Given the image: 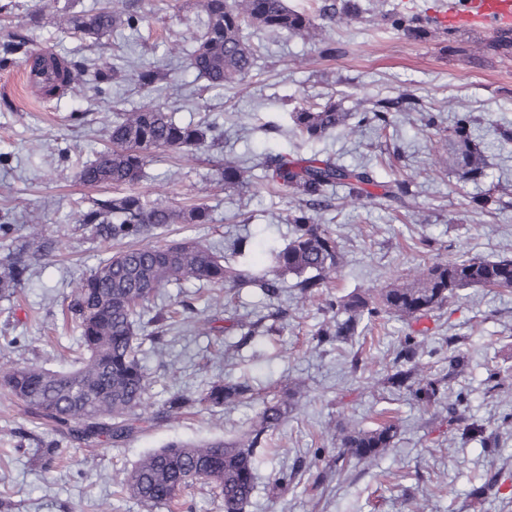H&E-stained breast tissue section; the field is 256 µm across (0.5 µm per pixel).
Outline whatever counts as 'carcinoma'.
I'll return each mask as SVG.
<instances>
[{"instance_id":"obj_1","label":"carcinoma","mask_w":512,"mask_h":512,"mask_svg":"<svg viewBox=\"0 0 512 512\" xmlns=\"http://www.w3.org/2000/svg\"><path fill=\"white\" fill-rule=\"evenodd\" d=\"M137 0H105L95 10H57L56 25L85 39L100 41L120 28H134ZM205 22L201 35L187 54V67L211 88H224L243 81L253 70L257 50L248 30L291 33L313 38L317 26L302 11L288 6L287 0H201ZM357 0H330L322 6V16L357 17ZM432 20L418 13L393 10L386 24L405 36L420 39ZM489 47L512 51V31H498ZM52 68L57 82L44 86L52 96L62 90L74 91L88 81V69L52 54L36 57L33 68ZM409 96L384 98L371 110L344 112L329 97L313 107H300L289 113L296 132L308 139H321L351 119L356 125L377 123L385 130L394 112L416 109ZM479 124L466 113L448 129L449 164L459 177L476 183L485 176L487 161L471 127ZM214 124L175 121L158 105H147L134 112L118 114L112 123L110 147L96 152L91 160L77 165L76 178L92 187H130L144 175L147 158L153 151L190 153L216 138ZM257 166L265 180L280 194L298 201L288 215L294 232L288 244L269 250L270 265L259 271L236 270L224 265V255L210 244L183 238L160 240L139 246L141 239L154 236L169 224H206L209 208L196 204L185 210L152 205L135 192L107 196L93 201L78 215V223L90 228L102 243H124L126 247L104 258L81 278L64 311L80 330L84 355L66 372L41 364L19 365L0 362V387L17 397L36 418L53 424L55 430L75 441L106 438L114 442L129 438L138 430L136 410L143 405L148 389L146 371L139 358L140 317L144 305L162 288L184 282L222 285L251 284L269 297H277L284 276H296L295 287L302 293L326 287L330 275L342 261L338 242L329 228L318 222V212L331 207L338 187L355 198L399 200L408 193L405 180L380 182L365 167L345 166L331 158H288L268 152ZM54 251V242L41 232L8 247L0 256V298L11 299L22 287L32 264ZM470 288L512 291V256L494 260L460 257L435 261L410 281L376 293L353 291L328 303L334 314L316 332L317 341L326 337L346 340L359 335L386 315L404 320L425 317ZM416 357V341L409 332L399 352L401 368L389 377L392 384L412 391L418 400H439L440 381L411 383L406 365ZM254 396L246 382L217 379L200 394L175 393L154 415L168 423L180 419L195 407L210 409L234 406ZM288 399L273 393L262 399V410L255 423L234 439L216 438L201 442L172 441L144 454L126 473L124 489L151 508L174 512L183 491L205 480L216 484L224 496V512H243L254 490L257 454L268 447L273 433L285 422ZM448 425H457L472 438H482L483 425L462 417L458 404L448 405ZM399 423L387 416L375 427L346 434L336 460L369 459L392 447Z\"/></svg>"}]
</instances>
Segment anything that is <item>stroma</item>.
<instances>
[{
  "label": "stroma",
  "mask_w": 512,
  "mask_h": 512,
  "mask_svg": "<svg viewBox=\"0 0 512 512\" xmlns=\"http://www.w3.org/2000/svg\"><path fill=\"white\" fill-rule=\"evenodd\" d=\"M67 1L79 10L101 3L0 0V43L15 32L28 38L25 53L0 62V222L13 224L19 236L40 227L57 242L16 297L0 300V359L58 368L74 357L78 332L63 326L61 303L108 255L77 216L93 199L113 193L82 185L74 162L92 159L107 145L118 113L158 104L182 123H218L221 141L185 156L153 154L133 190L176 209L206 203L209 223L172 225L173 237L224 247L248 237L245 255L234 259L246 269L266 265L270 245L285 244L293 234L287 216L294 200L278 195L257 167L265 152L363 164L377 180H409L411 194L395 203L357 200L338 190L320 221L335 231L343 263L314 296H302L292 275L274 300L246 285L162 288L149 310L176 317L164 345L142 344L150 381L141 409L147 422L125 441L59 439L51 423L0 389V512H151L121 490L125 470L170 441L228 438L256 419L261 405L251 401L226 410L195 408L172 425L153 421L173 392L198 393L220 377L250 379L259 393L300 390L258 458L245 512H512V292L465 290L411 326L393 317L345 343L320 345L313 338L328 317L330 298L402 282L438 259L512 254V144L494 135L497 127L512 129V54L490 50L486 29L457 30L463 52L452 55L440 31L413 41L382 19L396 7L435 10L441 0H361L360 17L322 24V41L339 48L335 56L321 54V41L261 32L256 39L263 50L250 77L209 89L184 56L204 18L200 0H139L145 16L139 29H120L99 42L57 28L53 15ZM36 11L42 16L37 24L31 20ZM42 49L117 68L118 76L44 97L23 80L30 53ZM145 68L163 75L149 93L136 81ZM402 94L418 99L422 112L394 113L381 134L364 126L308 141L285 130L289 112L312 102L331 97L353 112ZM426 110L440 113L439 126L425 125ZM467 112L481 117L489 145L487 176L477 184L460 183L444 152L449 127ZM229 162L252 166L250 180L224 184L218 169ZM483 194L490 200L480 209L472 199ZM277 307L287 315L275 332L239 346L231 320L247 324ZM412 329L419 333L418 373L444 380L446 402L425 407L385 382ZM459 350L469 363L452 377L448 358ZM458 395L464 416L497 437V451L449 430L447 402ZM383 411L400 424L394 447L373 459L337 464L343 432L374 427ZM54 439L57 456H38L42 442ZM493 474L501 484L472 496ZM283 476L287 492L273 493Z\"/></svg>",
  "instance_id": "stroma-1"
}]
</instances>
